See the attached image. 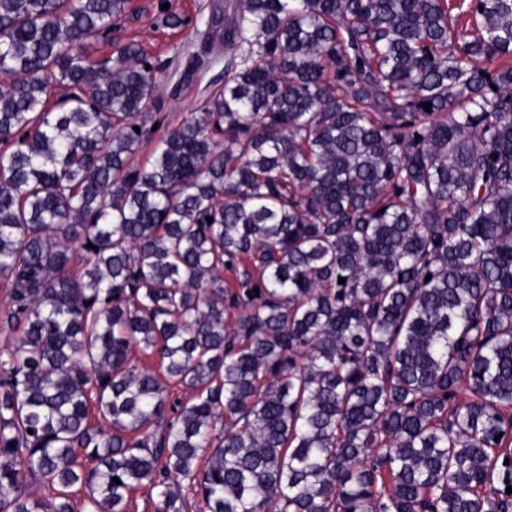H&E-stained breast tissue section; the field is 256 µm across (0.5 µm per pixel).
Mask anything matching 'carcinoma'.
<instances>
[{"mask_svg": "<svg viewBox=\"0 0 512 512\" xmlns=\"http://www.w3.org/2000/svg\"><path fill=\"white\" fill-rule=\"evenodd\" d=\"M126 3L0 0V512H512V0H238L173 128Z\"/></svg>", "mask_w": 512, "mask_h": 512, "instance_id": "cac0c4a2", "label": "carcinoma"}]
</instances>
